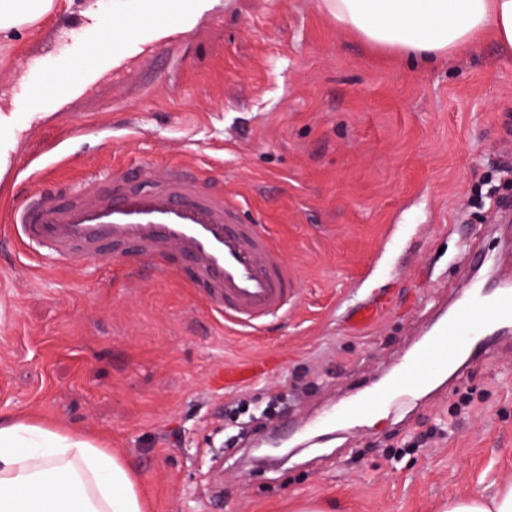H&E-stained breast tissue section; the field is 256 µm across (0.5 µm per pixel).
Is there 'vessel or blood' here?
Segmentation results:
<instances>
[{
	"mask_svg": "<svg viewBox=\"0 0 512 512\" xmlns=\"http://www.w3.org/2000/svg\"><path fill=\"white\" fill-rule=\"evenodd\" d=\"M81 65L61 59L62 88H51L47 76L31 78L23 105L42 112L74 89L90 91L99 76H118L116 60L128 52L124 39H107L104 27L86 28ZM41 156L11 152L0 161V196L9 197L21 181L47 175L65 164ZM0 222L11 225L19 242L44 250L46 256L78 266L97 258L102 243L129 248L154 259L157 268L177 272L188 264L193 287L202 291L210 311L236 326L260 332L266 320L287 312L299 274L288 268L269 235L244 220L239 204L222 187L207 184L200 166L168 168L157 174L153 164L110 165L93 188H63L29 196L0 210ZM381 316V306L363 302L353 327L366 330ZM512 324V277L493 288L463 295L455 313L443 321L406 359L376 394L356 400L348 411L362 422L381 411L398 393L423 391L447 370L459 354L452 336H473L495 324Z\"/></svg>",
	"mask_w": 512,
	"mask_h": 512,
	"instance_id": "b4317fda",
	"label": "vessel or blood"
}]
</instances>
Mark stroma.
Returning <instances> with one entry per match:
<instances>
[{
    "mask_svg": "<svg viewBox=\"0 0 512 512\" xmlns=\"http://www.w3.org/2000/svg\"><path fill=\"white\" fill-rule=\"evenodd\" d=\"M136 0H68L0 41L9 149L65 151L58 184L88 185L113 162L209 164L299 271L287 314L260 334L225 326L188 270L151 261L128 274L111 246L76 270L18 244L0 223V415L101 441L140 478L149 512H442L512 483V335H490L461 373L364 423L320 426L379 389L462 293L464 256L512 266V55L492 35L433 65L375 49L320 0H214L175 46L74 99L66 120L28 119L34 72L79 54L85 9L100 20ZM111 133L70 137L73 126ZM382 302L354 333L348 312ZM264 359L235 390L215 374ZM288 396L299 452L240 475L253 454L225 449L230 404ZM484 413L448 422L457 394Z\"/></svg>",
    "mask_w": 512,
    "mask_h": 512,
    "instance_id": "35a3bbf8",
    "label": "stroma"
}]
</instances>
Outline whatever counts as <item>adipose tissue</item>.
Wrapping results in <instances>:
<instances>
[{
    "label": "adipose tissue",
    "mask_w": 512,
    "mask_h": 512,
    "mask_svg": "<svg viewBox=\"0 0 512 512\" xmlns=\"http://www.w3.org/2000/svg\"><path fill=\"white\" fill-rule=\"evenodd\" d=\"M55 0H0V39L48 15ZM332 19L376 48L429 62L494 31L512 52V0H321ZM125 459L76 433L0 417V512H146Z\"/></svg>",
    "instance_id": "1"
}]
</instances>
